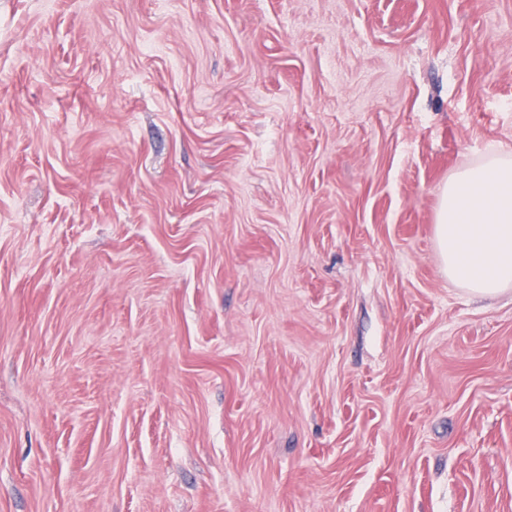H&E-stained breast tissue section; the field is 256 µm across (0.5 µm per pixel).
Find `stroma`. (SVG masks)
<instances>
[{
  "label": "stroma",
  "mask_w": 512,
  "mask_h": 512,
  "mask_svg": "<svg viewBox=\"0 0 512 512\" xmlns=\"http://www.w3.org/2000/svg\"><path fill=\"white\" fill-rule=\"evenodd\" d=\"M512 0H0V512H512ZM448 278L474 295L512 287V153L491 150L448 177L436 214Z\"/></svg>",
  "instance_id": "obj_1"
}]
</instances>
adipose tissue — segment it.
Returning a JSON list of instances; mask_svg holds the SVG:
<instances>
[{
  "mask_svg": "<svg viewBox=\"0 0 512 512\" xmlns=\"http://www.w3.org/2000/svg\"><path fill=\"white\" fill-rule=\"evenodd\" d=\"M450 280L479 296L512 287V153L489 151L451 174L436 214Z\"/></svg>",
  "mask_w": 512,
  "mask_h": 512,
  "instance_id": "ef3b65f1",
  "label": "adipose tissue"
}]
</instances>
